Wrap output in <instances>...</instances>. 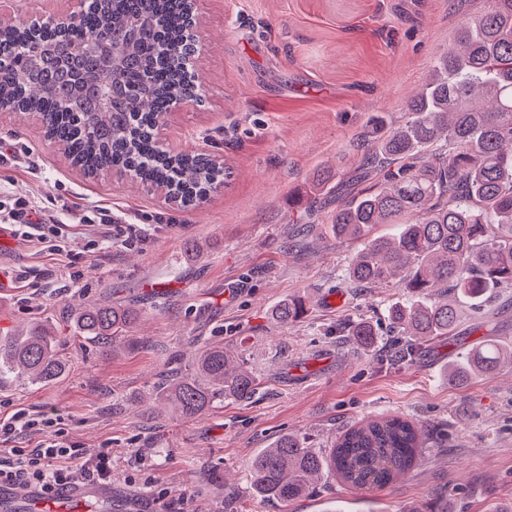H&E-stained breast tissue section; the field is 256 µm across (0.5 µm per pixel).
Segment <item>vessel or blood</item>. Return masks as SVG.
<instances>
[{
    "label": "vessel or blood",
    "mask_w": 512,
    "mask_h": 512,
    "mask_svg": "<svg viewBox=\"0 0 512 512\" xmlns=\"http://www.w3.org/2000/svg\"><path fill=\"white\" fill-rule=\"evenodd\" d=\"M111 501V489L95 484L74 486L48 500L38 490L21 492L0 482V512H88L89 503L107 505Z\"/></svg>",
    "instance_id": "b4317fda"
}]
</instances>
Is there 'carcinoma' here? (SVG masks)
Wrapping results in <instances>:
<instances>
[{
  "label": "carcinoma",
  "instance_id": "obj_1",
  "mask_svg": "<svg viewBox=\"0 0 512 512\" xmlns=\"http://www.w3.org/2000/svg\"><path fill=\"white\" fill-rule=\"evenodd\" d=\"M190 20L191 0H89L73 26L33 32L7 23L0 28V102L14 112H37L47 137L85 173L128 174L148 189L162 184L177 206H196L227 182L229 168L194 151L171 154L156 137L171 105L203 102L201 84L185 70L196 53ZM101 31L119 56L112 82L131 98L106 113L97 111L106 83L101 56L82 48ZM456 41L412 96L403 124L391 130L377 122L361 135L362 172L354 184L372 173L375 179L327 211L337 240L365 239L348 279L406 295L388 313L401 336L393 347L399 359L456 335L462 303L512 288V0H485ZM380 224L397 231L370 235ZM305 313L301 296L272 310L284 325ZM137 320V311L109 304L82 307L74 316L79 332L104 348ZM340 332L363 348L376 336L362 320L344 323ZM506 355L512 359V350L495 341L479 344L465 361L448 364V378L490 377ZM66 371L46 325L33 322L0 336V384L11 377L49 385ZM258 386V376L216 344L197 357L195 374H171L155 387V399L193 419L219 399L251 398ZM429 436L401 416L349 427L328 454L284 434L252 459L250 481L257 494L285 504L308 495L325 470L354 489L383 488L422 456Z\"/></svg>",
  "mask_w": 512,
  "mask_h": 512
}]
</instances>
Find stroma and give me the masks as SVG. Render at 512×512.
<instances>
[{"instance_id": "1", "label": "stroma", "mask_w": 512, "mask_h": 512, "mask_svg": "<svg viewBox=\"0 0 512 512\" xmlns=\"http://www.w3.org/2000/svg\"><path fill=\"white\" fill-rule=\"evenodd\" d=\"M484 0H196L193 71L203 103L169 108L164 150L222 160L231 176L199 206L168 205L128 175L85 176L26 113L0 112V190L29 201V221L69 208L70 279L37 241L0 254L16 271L0 295V330L40 321L62 337L66 375L49 386H0V421L17 411L53 422L63 440L112 452V498L144 512H412L447 497L454 512L512 501V367L464 385L447 367L493 338L512 347V288L467 311L458 334L409 361L385 357L387 309L401 291L357 288L345 270L362 243L308 224L312 180L358 166L371 120L396 128L434 60ZM109 209L149 236L95 248L92 222ZM200 248L186 256L185 244ZM300 322L271 314L290 296ZM135 304L140 319L117 352L71 326L76 308ZM379 331L365 350L336 333L354 317ZM221 343L260 380L190 420L155 401L168 370L188 374ZM400 415L438 433L412 469L381 489L355 490L323 474L315 491L281 504L256 498L252 458L290 433L315 451L354 423Z\"/></svg>"}]
</instances>
